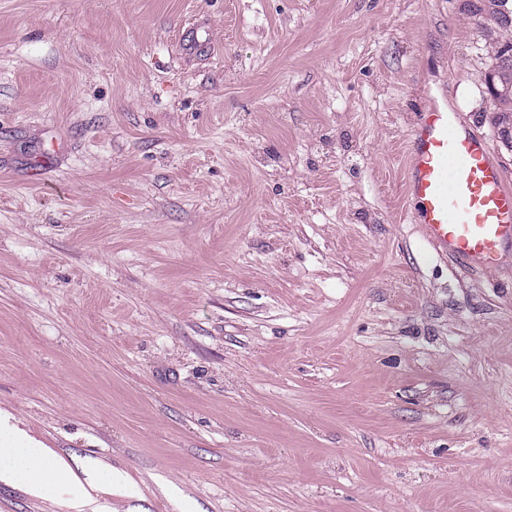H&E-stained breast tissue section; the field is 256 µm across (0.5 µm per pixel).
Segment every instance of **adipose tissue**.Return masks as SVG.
Wrapping results in <instances>:
<instances>
[{"instance_id":"adipose-tissue-1","label":"adipose tissue","mask_w":512,"mask_h":512,"mask_svg":"<svg viewBox=\"0 0 512 512\" xmlns=\"http://www.w3.org/2000/svg\"><path fill=\"white\" fill-rule=\"evenodd\" d=\"M0 426L16 440L15 446H0V482L22 483L29 494L39 497L49 487H62L82 479L88 490L81 498L70 501L69 506L72 512H98L93 492L98 488L99 478L92 467L76 474L64 458L28 439L23 429L12 424L9 414L0 412Z\"/></svg>"}]
</instances>
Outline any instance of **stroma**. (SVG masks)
Masks as SVG:
<instances>
[{"label":"stroma","mask_w":512,"mask_h":512,"mask_svg":"<svg viewBox=\"0 0 512 512\" xmlns=\"http://www.w3.org/2000/svg\"><path fill=\"white\" fill-rule=\"evenodd\" d=\"M491 65L462 0H0V409L101 512H512V249L405 191L441 98L512 181ZM83 472L86 475L85 480L89 487V491L85 489L83 496L77 500L70 501L68 503V507L76 512H84L86 508H90L91 512H98L100 511V506L96 505V499L91 494V490H99L98 484L100 483V479L98 478L95 470L90 466L84 467Z\"/></svg>","instance_id":"stroma-1"}]
</instances>
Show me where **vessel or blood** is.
<instances>
[{"mask_svg": "<svg viewBox=\"0 0 512 512\" xmlns=\"http://www.w3.org/2000/svg\"><path fill=\"white\" fill-rule=\"evenodd\" d=\"M407 195L428 242L461 269L495 268L512 247V185L489 143L447 104L418 113L405 152Z\"/></svg>", "mask_w": 512, "mask_h": 512, "instance_id": "b4317fda", "label": "vessel or blood"}]
</instances>
